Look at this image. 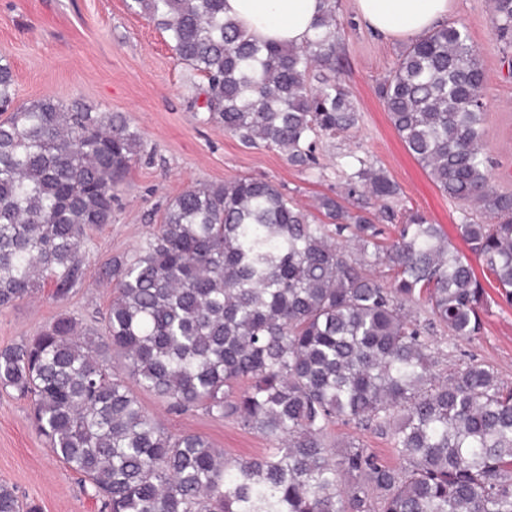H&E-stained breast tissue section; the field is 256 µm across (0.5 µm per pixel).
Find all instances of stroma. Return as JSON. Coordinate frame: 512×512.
I'll use <instances>...</instances> for the list:
<instances>
[{"mask_svg":"<svg viewBox=\"0 0 512 512\" xmlns=\"http://www.w3.org/2000/svg\"><path fill=\"white\" fill-rule=\"evenodd\" d=\"M336 14L342 25L338 77L353 94L359 122L348 133L320 136L318 166L301 168L277 150L243 147L206 122L203 104L195 99L197 91L206 90V78L179 64L164 34L129 11L125 0H0V56L13 66L19 100L51 96L96 112H121L141 138L139 159L126 176L111 223L91 234L83 285L62 302L45 290L0 309V348L36 335L64 312L83 327L101 331L112 289L97 281L99 266L131 253L160 224L168 200L198 183L252 176L272 181L308 210L323 194L341 197L350 207L355 200L345 194L343 164L354 154L384 169L398 184L401 200L441 225L457 250L467 253L457 231L461 207L407 152L378 97V84L401 40L368 28L355 0H339ZM448 18L467 27L481 53L488 77L485 141L492 183L498 191L512 192V49L497 38L489 0H451ZM482 319L480 336L466 340L441 332L436 344L449 363L484 362L512 386V306L490 305ZM139 399L169 434H202L226 458L258 456L272 445L234 420L174 414L145 392ZM330 437L369 448L390 466L398 464L387 438L374 431L339 422ZM0 484L12 487L23 505H34L38 512H98L79 475L50 452L34 428L29 401L2 390Z\"/></svg>","mask_w":512,"mask_h":512,"instance_id":"obj_1","label":"stroma"}]
</instances>
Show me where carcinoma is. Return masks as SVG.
Here are the masks:
<instances>
[{"label": "carcinoma", "instance_id": "obj_1", "mask_svg": "<svg viewBox=\"0 0 512 512\" xmlns=\"http://www.w3.org/2000/svg\"><path fill=\"white\" fill-rule=\"evenodd\" d=\"M324 4L299 45L258 41L224 0L127 7L207 79L208 121L310 167L317 136L358 123L337 77L336 0ZM491 22L511 47L512 0H492ZM486 86L467 28L448 21L405 45L378 87L405 148L467 209L459 230L483 278L419 210L394 209L398 185L353 155L348 194L362 187L377 214L321 196V220L261 178L190 186L133 254L99 268L113 296L97 339L61 315L0 349V388L31 400L35 428L99 512H512V387L475 360L433 372L436 332H481L486 288L512 305V193L491 181ZM3 107L0 307L47 285L62 301L84 282L89 232L112 223L140 135L121 112L18 100L1 57ZM383 221L398 224L389 243ZM129 380L278 447L230 461L202 435L172 436ZM338 421L387 437L400 467L327 441ZM0 512H21L6 485Z\"/></svg>", "mask_w": 512, "mask_h": 512}]
</instances>
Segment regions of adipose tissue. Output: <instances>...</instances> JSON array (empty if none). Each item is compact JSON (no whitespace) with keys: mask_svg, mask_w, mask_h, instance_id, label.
<instances>
[{"mask_svg":"<svg viewBox=\"0 0 512 512\" xmlns=\"http://www.w3.org/2000/svg\"><path fill=\"white\" fill-rule=\"evenodd\" d=\"M363 21L390 38L413 40L448 13L449 0H356ZM322 0H224V14L265 42L300 44L311 37Z\"/></svg>","mask_w":512,"mask_h":512,"instance_id":"adipose-tissue-1","label":"adipose tissue"}]
</instances>
